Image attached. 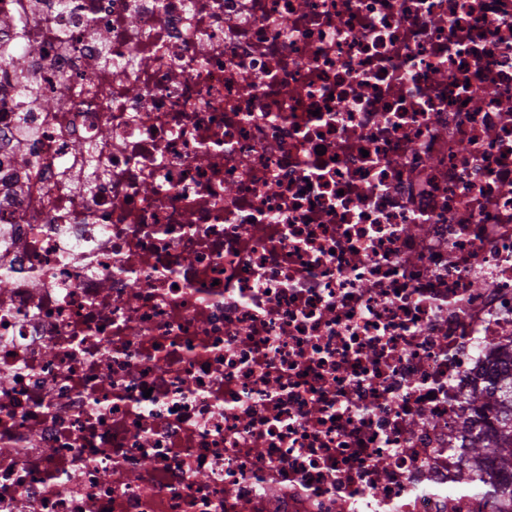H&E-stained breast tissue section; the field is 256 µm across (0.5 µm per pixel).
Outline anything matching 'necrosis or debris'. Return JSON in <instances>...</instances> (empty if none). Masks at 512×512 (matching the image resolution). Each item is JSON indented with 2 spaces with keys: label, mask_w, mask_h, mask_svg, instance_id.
I'll use <instances>...</instances> for the list:
<instances>
[{
  "label": "necrosis or debris",
  "mask_w": 512,
  "mask_h": 512,
  "mask_svg": "<svg viewBox=\"0 0 512 512\" xmlns=\"http://www.w3.org/2000/svg\"><path fill=\"white\" fill-rule=\"evenodd\" d=\"M0 49V512H491L512 0H0Z\"/></svg>",
  "instance_id": "necrosis-or-debris-1"
}]
</instances>
